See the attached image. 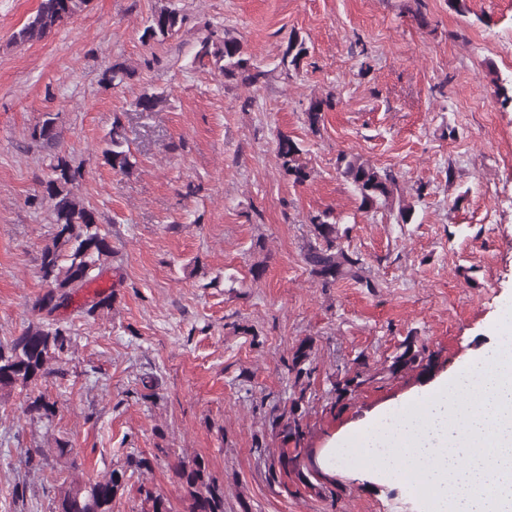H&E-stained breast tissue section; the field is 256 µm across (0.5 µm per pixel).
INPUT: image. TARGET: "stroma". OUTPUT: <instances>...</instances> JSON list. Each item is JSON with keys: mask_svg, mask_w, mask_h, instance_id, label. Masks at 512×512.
Segmentation results:
<instances>
[{"mask_svg": "<svg viewBox=\"0 0 512 512\" xmlns=\"http://www.w3.org/2000/svg\"><path fill=\"white\" fill-rule=\"evenodd\" d=\"M40 3L0 0V344L37 319L46 292L53 153L29 139L45 118L83 170L74 196L112 244L99 273L112 304L85 316L92 294L80 292L54 314L71 347L53 375L0 392V512H56L71 463L99 480L139 460L150 468L127 478L114 512H141L144 487L185 512L174 466L197 459L223 481L224 512H418L333 450L489 346L512 297V102L491 81L512 88V0H467L464 14L450 0H89L14 43ZM162 9L181 27L142 43ZM213 30L237 37L266 79L225 81L198 54ZM292 34L309 55L286 75ZM115 63L132 75L109 86ZM145 92L163 98L154 111L133 106ZM326 97L335 106L311 131L304 112ZM117 117L137 159L129 175L101 157ZM282 133L304 148L305 183L279 168ZM343 152L397 174L411 223L360 209L337 171ZM326 209L374 288L311 275L310 218ZM306 340L316 372L291 463L271 421L300 391L286 362ZM406 340L431 367L385 374ZM362 363L375 381L337 404V379ZM41 395L52 416L29 411Z\"/></svg>", "mask_w": 512, "mask_h": 512, "instance_id": "1", "label": "stroma"}]
</instances>
